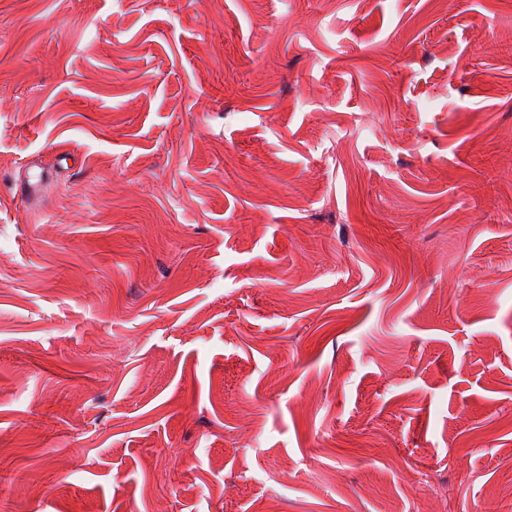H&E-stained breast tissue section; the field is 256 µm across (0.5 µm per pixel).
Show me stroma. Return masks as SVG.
<instances>
[{"mask_svg": "<svg viewBox=\"0 0 512 512\" xmlns=\"http://www.w3.org/2000/svg\"><path fill=\"white\" fill-rule=\"evenodd\" d=\"M0 512H512V0H0Z\"/></svg>", "mask_w": 512, "mask_h": 512, "instance_id": "obj_1", "label": "stroma"}]
</instances>
